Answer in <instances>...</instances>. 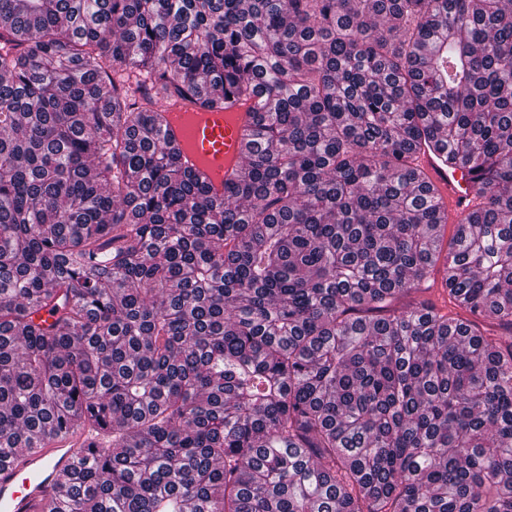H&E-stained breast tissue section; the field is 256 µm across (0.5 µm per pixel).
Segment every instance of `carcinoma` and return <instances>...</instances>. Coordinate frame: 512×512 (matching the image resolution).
Returning <instances> with one entry per match:
<instances>
[{"mask_svg":"<svg viewBox=\"0 0 512 512\" xmlns=\"http://www.w3.org/2000/svg\"><path fill=\"white\" fill-rule=\"evenodd\" d=\"M81 428L44 512H512V0H0V462ZM166 132L185 165L203 174L216 197L243 158L244 138L253 124V100L230 102L224 109H205L178 100L167 106ZM418 167L423 171L428 183L442 195L443 204L450 217L463 218L469 211L472 185L467 168L439 163L428 152L419 155Z\"/></svg>","mask_w":512,"mask_h":512,"instance_id":"carcinoma-1","label":"carcinoma"}]
</instances>
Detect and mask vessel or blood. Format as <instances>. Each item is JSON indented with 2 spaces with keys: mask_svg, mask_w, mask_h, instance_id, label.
Here are the masks:
<instances>
[{
  "mask_svg": "<svg viewBox=\"0 0 512 512\" xmlns=\"http://www.w3.org/2000/svg\"><path fill=\"white\" fill-rule=\"evenodd\" d=\"M253 103L239 100L221 109H205L176 101L168 104L166 132L185 164L203 174L214 196L224 194V182L243 158L244 138L253 124ZM418 167L442 196L450 217L463 218L468 210L470 174L466 168L444 165L428 153ZM81 430L43 442L41 448L0 464V512H38L48 500L60 496L61 477L67 473L81 446L89 444Z\"/></svg>",
  "mask_w": 512,
  "mask_h": 512,
  "instance_id": "obj_1",
  "label": "vessel or blood"
}]
</instances>
